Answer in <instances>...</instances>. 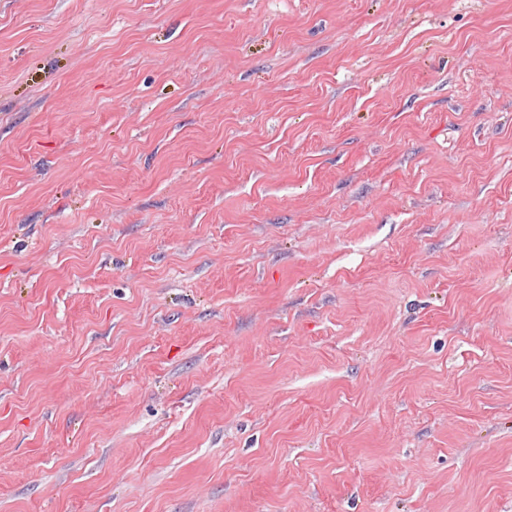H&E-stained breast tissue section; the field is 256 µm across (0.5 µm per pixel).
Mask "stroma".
<instances>
[{"mask_svg":"<svg viewBox=\"0 0 512 512\" xmlns=\"http://www.w3.org/2000/svg\"><path fill=\"white\" fill-rule=\"evenodd\" d=\"M0 512H512V0H0Z\"/></svg>","mask_w":512,"mask_h":512,"instance_id":"stroma-1","label":"stroma"}]
</instances>
